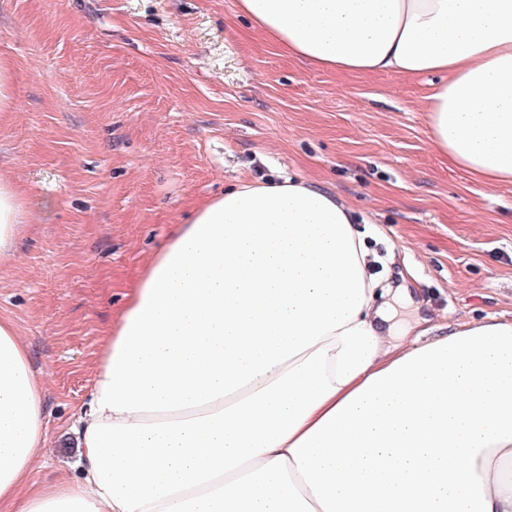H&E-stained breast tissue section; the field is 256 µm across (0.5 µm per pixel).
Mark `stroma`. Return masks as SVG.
<instances>
[{
    "instance_id": "1",
    "label": "stroma",
    "mask_w": 512,
    "mask_h": 512,
    "mask_svg": "<svg viewBox=\"0 0 512 512\" xmlns=\"http://www.w3.org/2000/svg\"><path fill=\"white\" fill-rule=\"evenodd\" d=\"M0 178L32 203L0 261V317L45 387L32 486L76 477L74 415L157 247L237 182L294 176L354 210L382 284L433 324L512 320V187L431 143L439 77L338 74L281 55L237 0H0ZM16 107L14 78L8 63L0 60V112H9Z\"/></svg>"
}]
</instances>
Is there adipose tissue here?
Segmentation results:
<instances>
[{
	"label": "adipose tissue",
	"mask_w": 512,
	"mask_h": 512,
	"mask_svg": "<svg viewBox=\"0 0 512 512\" xmlns=\"http://www.w3.org/2000/svg\"><path fill=\"white\" fill-rule=\"evenodd\" d=\"M285 56L440 75L430 138L512 186V0H238ZM0 178V254L24 222ZM341 197L243 182L194 207L107 336L80 476L31 488L43 385L0 319V512H512V321L393 342Z\"/></svg>",
	"instance_id": "adipose-tissue-1"
}]
</instances>
